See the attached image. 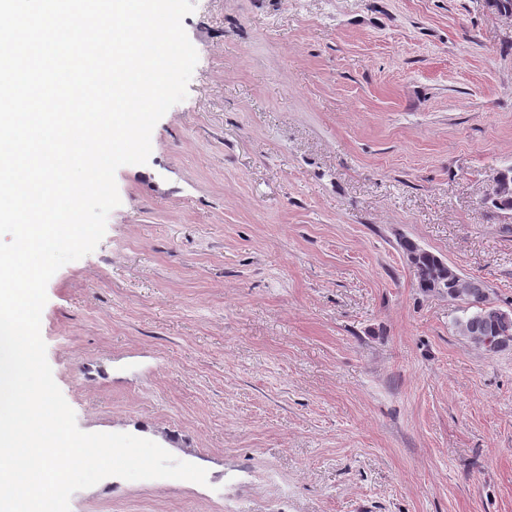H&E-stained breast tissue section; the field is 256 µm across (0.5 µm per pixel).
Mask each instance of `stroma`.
I'll list each match as a JSON object with an SVG mask.
<instances>
[{
  "instance_id": "obj_1",
  "label": "stroma",
  "mask_w": 512,
  "mask_h": 512,
  "mask_svg": "<svg viewBox=\"0 0 512 512\" xmlns=\"http://www.w3.org/2000/svg\"><path fill=\"white\" fill-rule=\"evenodd\" d=\"M198 62L118 168L41 335L82 431L206 484L108 477L70 512H512V349L457 335L417 242L512 309V16L487 0H194ZM500 174L505 187L494 197L486 198L485 203L498 211L512 213V165L500 169Z\"/></svg>"
}]
</instances>
